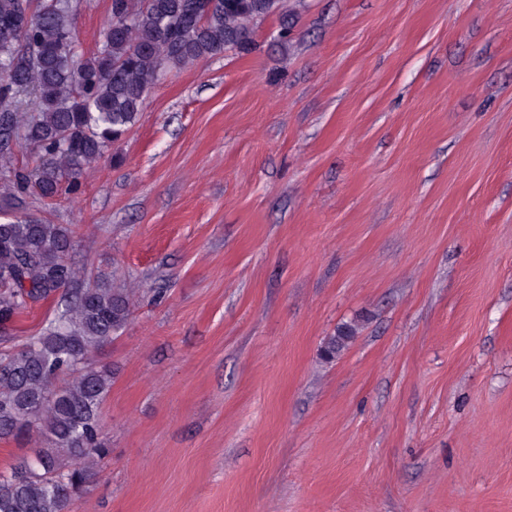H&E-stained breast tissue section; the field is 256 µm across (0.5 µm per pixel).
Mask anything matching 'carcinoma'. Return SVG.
Wrapping results in <instances>:
<instances>
[{
	"mask_svg": "<svg viewBox=\"0 0 512 512\" xmlns=\"http://www.w3.org/2000/svg\"><path fill=\"white\" fill-rule=\"evenodd\" d=\"M71 0H0V187L53 200L138 121L149 91L173 69L256 43L249 19L275 16L288 42V0H111L97 50L86 53ZM33 165L11 163L15 152ZM0 215V439L36 432L33 454L0 471V512H67L106 451L102 405L108 365L92 354L127 325L136 289L83 285L69 263V224ZM52 303L40 332L7 346L17 319ZM354 337L325 344L337 358Z\"/></svg>",
	"mask_w": 512,
	"mask_h": 512,
	"instance_id": "cac0c4a2",
	"label": "carcinoma"
}]
</instances>
